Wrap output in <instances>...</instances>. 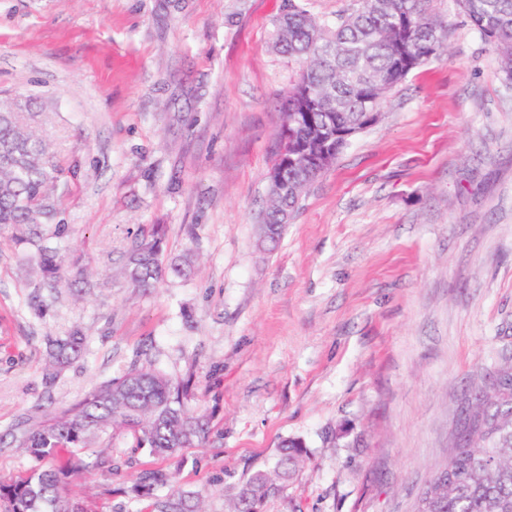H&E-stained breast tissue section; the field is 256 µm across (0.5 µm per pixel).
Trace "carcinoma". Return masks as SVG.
<instances>
[{
    "instance_id": "carcinoma-1",
    "label": "carcinoma",
    "mask_w": 512,
    "mask_h": 512,
    "mask_svg": "<svg viewBox=\"0 0 512 512\" xmlns=\"http://www.w3.org/2000/svg\"><path fill=\"white\" fill-rule=\"evenodd\" d=\"M432 0H357V8L336 25L321 24L302 0H288L279 18L274 46L305 64L298 83L288 91L283 112L303 115L302 125L288 127V141L277 151L284 168L281 193L268 199L262 235L275 243L282 223L294 211L303 191L320 175L316 165L288 162L292 145L315 154L319 128L328 124L341 134L361 126L367 112H378L386 92L440 55L447 25L432 15ZM470 23L497 54L503 79L512 84V0H458ZM76 166H63L44 140L27 129L19 113L0 108V230L16 247L33 249L36 288L74 286L63 272L59 245L68 229L60 198ZM125 273L130 284L149 291L167 274H183L162 255L161 237L131 249ZM85 337L75 332L47 339L50 363L61 366L78 355ZM494 395H475L460 429L461 444L447 464L429 479L417 512H512V362L498 370ZM187 383L138 362L124 375L95 390L75 407L57 412L24 430L17 447L36 459L57 457L64 450L87 448L101 434L117 429L137 448L171 457L202 443L207 423L187 409ZM303 447L285 441L270 470H258L240 487L225 512H260L263 503L284 489L299 467ZM104 464L74 455L57 466L0 483L4 512H88L64 495V488L83 469ZM166 481L157 472L135 477L123 493L132 500L153 494ZM160 512H200L193 497L180 494L159 504Z\"/></svg>"
}]
</instances>
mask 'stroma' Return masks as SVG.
Returning a JSON list of instances; mask_svg holds the SVG:
<instances>
[{"label": "stroma", "mask_w": 512, "mask_h": 512, "mask_svg": "<svg viewBox=\"0 0 512 512\" xmlns=\"http://www.w3.org/2000/svg\"><path fill=\"white\" fill-rule=\"evenodd\" d=\"M288 0H0V104L82 170L62 199L87 276L32 288L0 245V482L35 460L20 427L74 407L133 362L190 378L203 446L162 459L128 436L68 495L92 512L143 471L224 512L299 439L304 463L262 512H414L462 412L512 361V85L457 0H433L447 53L390 91L302 194L276 249L261 225L301 73L274 47ZM162 225L150 292L124 275ZM81 354L46 379V342Z\"/></svg>", "instance_id": "1"}]
</instances>
